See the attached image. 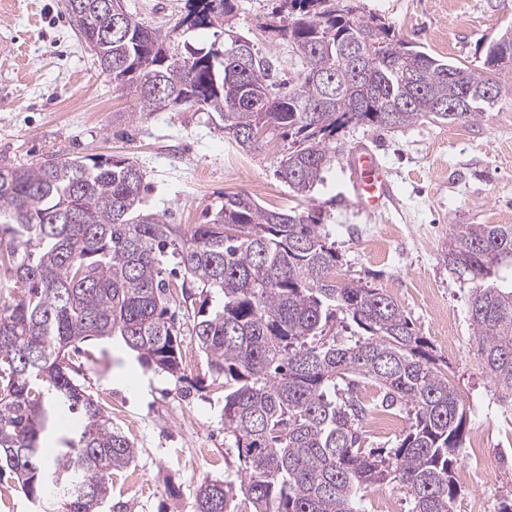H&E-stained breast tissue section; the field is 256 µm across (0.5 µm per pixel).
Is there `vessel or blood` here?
I'll return each instance as SVG.
<instances>
[{
	"label": "vessel or blood",
	"mask_w": 512,
	"mask_h": 512,
	"mask_svg": "<svg viewBox=\"0 0 512 512\" xmlns=\"http://www.w3.org/2000/svg\"><path fill=\"white\" fill-rule=\"evenodd\" d=\"M349 167L354 174L352 192L361 210L375 213L392 202L390 173L370 148H355L349 159Z\"/></svg>",
	"instance_id": "obj_1"
}]
</instances>
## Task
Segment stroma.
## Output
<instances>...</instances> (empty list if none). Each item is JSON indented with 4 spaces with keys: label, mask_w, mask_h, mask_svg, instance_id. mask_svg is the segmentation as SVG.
I'll return each mask as SVG.
<instances>
[{
    "label": "stroma",
    "mask_w": 512,
    "mask_h": 512,
    "mask_svg": "<svg viewBox=\"0 0 512 512\" xmlns=\"http://www.w3.org/2000/svg\"><path fill=\"white\" fill-rule=\"evenodd\" d=\"M185 0H123L149 27L172 25ZM238 31L276 65L300 70L272 25L276 0H234ZM365 13L436 56L481 67L483 44L512 27V0H360ZM510 91L475 123L423 120L395 130L348 126L323 184L300 198L276 176L288 142L266 135L245 152L202 112H143L136 93L98 69L66 11V0H0V164L48 155L131 158L147 172L148 203L190 229L225 195L250 193L266 207L319 217L340 257L336 279L393 297L464 401V459L474 478L459 483L454 512H499L512 491V402L484 373L469 321V288L443 261L457 224H512ZM365 143L386 165L395 196L382 212L360 211L348 158ZM187 379L143 368L119 339L90 340L94 359L75 358L77 380L112 408L137 448L112 477L129 512H195L204 479L239 481L238 450L224 434V389L190 332L181 336Z\"/></svg>",
    "instance_id": "obj_1"
}]
</instances>
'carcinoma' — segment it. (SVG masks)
<instances>
[{
	"label": "carcinoma",
	"mask_w": 512,
	"mask_h": 512,
	"mask_svg": "<svg viewBox=\"0 0 512 512\" xmlns=\"http://www.w3.org/2000/svg\"><path fill=\"white\" fill-rule=\"evenodd\" d=\"M111 0H79L82 39L110 29ZM233 0H186L166 29L131 17L98 39L93 57L140 111L204 112L244 151L265 133L288 139L277 176L298 196L323 180L331 144L350 125L392 130L421 120L473 123L502 99L512 36L484 45L483 67L438 58L402 39L356 0H280L272 27L303 64L286 91L274 62L234 30ZM213 31L206 46L191 43ZM147 174L128 157L49 156L0 165V476L41 509L46 479L60 512H128L112 475L136 446L112 411L76 383L71 357L117 336L142 365L185 377L179 301L209 372L224 379V432L243 460L236 484L206 479L196 512H357L360 495L394 482L412 512H454L463 459V401L402 307L377 288L336 281L339 255L311 214L271 210L248 193L187 231L149 207ZM171 256L181 282L164 278ZM448 268L471 285L482 369L512 396V224H456ZM363 332L326 336L336 313ZM368 380L381 396L366 400ZM405 413L392 448L364 446L363 422ZM77 422L65 447L44 450L48 426Z\"/></svg>",
	"instance_id": "1"
}]
</instances>
